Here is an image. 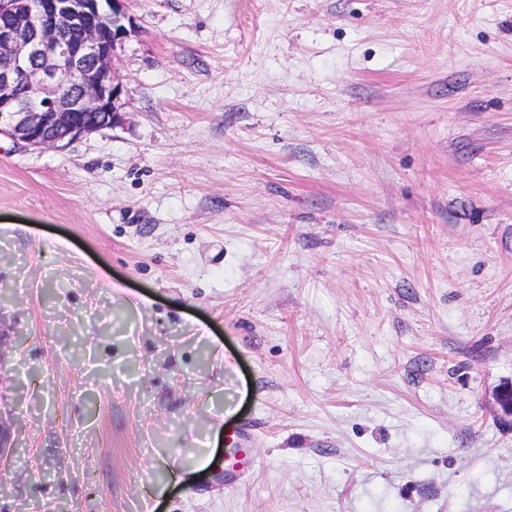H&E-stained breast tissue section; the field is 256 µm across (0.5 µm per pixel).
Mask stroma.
<instances>
[{"instance_id": "obj_1", "label": "stroma", "mask_w": 512, "mask_h": 512, "mask_svg": "<svg viewBox=\"0 0 512 512\" xmlns=\"http://www.w3.org/2000/svg\"><path fill=\"white\" fill-rule=\"evenodd\" d=\"M128 14L0 137V512H512V0ZM253 434L254 427L250 424L239 425L227 433L226 438L232 443V447L228 448V456L231 460L229 461L226 476L224 477L225 486L230 484L232 471H237L236 464L249 452Z\"/></svg>"}]
</instances>
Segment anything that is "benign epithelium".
<instances>
[{
  "label": "benign epithelium",
  "mask_w": 512,
  "mask_h": 512,
  "mask_svg": "<svg viewBox=\"0 0 512 512\" xmlns=\"http://www.w3.org/2000/svg\"><path fill=\"white\" fill-rule=\"evenodd\" d=\"M127 0H0V136L59 148L122 116ZM512 420V383L493 396Z\"/></svg>",
  "instance_id": "benign-epithelium-1"
}]
</instances>
